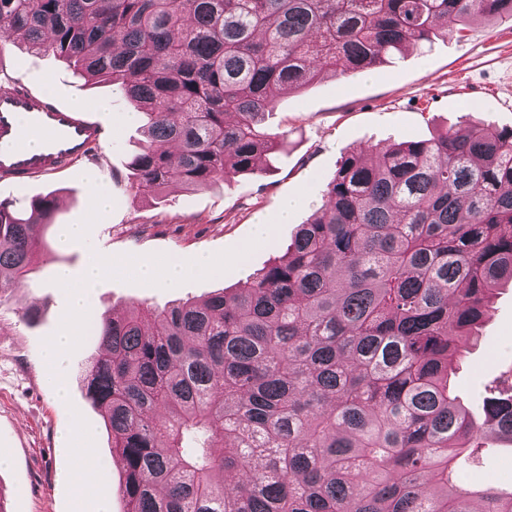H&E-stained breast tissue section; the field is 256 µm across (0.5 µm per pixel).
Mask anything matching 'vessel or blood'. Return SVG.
<instances>
[{"label":"vessel or blood","instance_id":"obj_1","mask_svg":"<svg viewBox=\"0 0 512 512\" xmlns=\"http://www.w3.org/2000/svg\"><path fill=\"white\" fill-rule=\"evenodd\" d=\"M42 147L30 151V136ZM102 128L82 108L48 102L23 81L0 90V181L28 184L57 176L101 150Z\"/></svg>","mask_w":512,"mask_h":512}]
</instances>
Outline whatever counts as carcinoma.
<instances>
[{
    "mask_svg": "<svg viewBox=\"0 0 512 512\" xmlns=\"http://www.w3.org/2000/svg\"><path fill=\"white\" fill-rule=\"evenodd\" d=\"M512 0H0L10 29L142 114L130 191L259 176L287 138L275 89L346 76ZM55 198L0 200V302ZM512 280V129L467 121L345 155L285 253L230 295L96 319L85 397L123 464L125 512H512L457 473L512 441V396L475 420L460 339Z\"/></svg>",
    "mask_w": 512,
    "mask_h": 512,
    "instance_id": "carcinoma-1",
    "label": "carcinoma"
}]
</instances>
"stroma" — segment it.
I'll return each instance as SVG.
<instances>
[{
	"instance_id": "obj_1",
	"label": "stroma",
	"mask_w": 512,
	"mask_h": 512,
	"mask_svg": "<svg viewBox=\"0 0 512 512\" xmlns=\"http://www.w3.org/2000/svg\"><path fill=\"white\" fill-rule=\"evenodd\" d=\"M0 70L49 96L96 107L95 117L110 135L94 160L54 178L17 185L0 182V200L26 209L31 198L53 194L54 222L43 229L47 253L17 291L36 313L18 317L13 305L0 306V501L4 512H97L80 501L68 480L70 455L60 440L79 412L91 428L98 462L112 477L110 512H123L122 465L112 454L102 416L84 396L82 370L96 351L91 339L67 355L60 384L68 398L59 404L43 377L44 341L54 334L69 304L56 285L57 267L81 278L90 256L163 254L181 262L241 247L258 222L273 230L232 270L176 288H148L117 279L98 281L89 292V314L121 313L134 302L163 308L187 297L200 298L241 280L281 255L300 224L321 203L322 191L344 154L394 141L426 140L437 131L469 119L512 128V20L475 24L461 34L435 39L424 49L395 56L372 71L348 77H321L308 87L280 93L267 126L288 134L274 165L260 176H239L198 191L180 184L155 198L133 196L129 162L140 142L138 122L127 121L123 96L107 84H94L50 53L15 44L0 54ZM112 200L106 213L92 215L88 173ZM301 195L291 222L278 223L282 201ZM82 224L83 239L61 242L59 227ZM451 380L474 416H481L485 387L512 388V283L500 285L478 337L455 361ZM468 484L493 483L512 489V445L491 443L478 462L463 468Z\"/></svg>"
}]
</instances>
